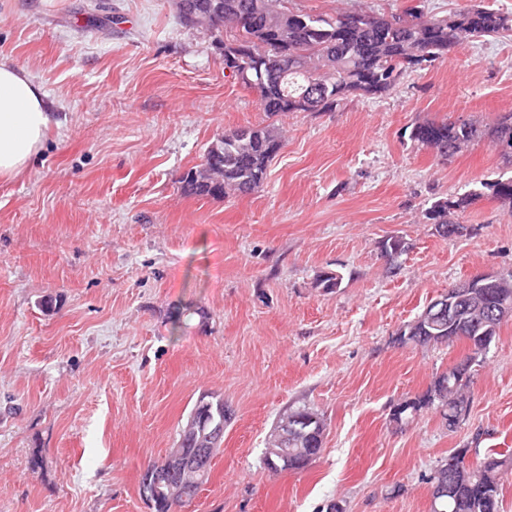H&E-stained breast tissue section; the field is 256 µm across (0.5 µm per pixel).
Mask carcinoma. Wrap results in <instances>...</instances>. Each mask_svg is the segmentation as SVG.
<instances>
[{"label":"carcinoma","instance_id":"obj_1","mask_svg":"<svg viewBox=\"0 0 512 512\" xmlns=\"http://www.w3.org/2000/svg\"><path fill=\"white\" fill-rule=\"evenodd\" d=\"M286 0H183L179 16L192 27L198 13L219 11L222 19L206 28L214 41L224 46V70L247 89L258 94L262 110L270 115L287 112H334L348 99H377L389 94L409 71L442 60L455 48L483 37L512 32V17L474 5L458 14L436 17L420 5L409 6L402 15H377L359 10L334 15L292 11ZM232 38H226L227 33ZM288 59V82L269 72L277 60ZM483 138L490 139L498 153L512 164V112H504L491 124L473 119L424 121L416 123L411 139L439 156L460 152ZM283 146L281 132L271 126L244 127L214 139L202 164L189 169L181 179L188 195L222 199L245 195L262 188L272 160ZM490 196L512 209V177L480 183L467 193L435 202L426 219L437 225L443 237L455 224L452 215L463 213ZM475 297L468 304L452 308L450 317L432 321L419 314L397 333L400 344L426 346L463 341L468 353L459 367L436 376L426 393L401 403L392 419L399 422L415 417L423 408L437 404L448 427H455L466 412L471 368L485 355L499 336L503 321L495 314L501 307L512 308V271L492 280L473 283ZM308 414L314 423L295 439L288 457L297 469L300 454L315 458L322 450L325 421L310 407L287 411L283 419ZM176 447L200 456L202 473L179 478L191 487L192 502L209 481L211 462L221 447L200 449L189 427L181 430ZM458 448L431 477L445 485L447 493L434 497L432 512H502L501 475L512 467V458L489 455L474 467L454 464L456 456L468 455Z\"/></svg>","mask_w":512,"mask_h":512}]
</instances>
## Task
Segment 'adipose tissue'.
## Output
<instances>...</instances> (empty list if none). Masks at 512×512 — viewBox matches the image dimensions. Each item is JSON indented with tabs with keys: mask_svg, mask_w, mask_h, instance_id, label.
I'll use <instances>...</instances> for the list:
<instances>
[{
	"mask_svg": "<svg viewBox=\"0 0 512 512\" xmlns=\"http://www.w3.org/2000/svg\"><path fill=\"white\" fill-rule=\"evenodd\" d=\"M54 121L43 86L24 66L0 59V182L29 167Z\"/></svg>",
	"mask_w": 512,
	"mask_h": 512,
	"instance_id": "adipose-tissue-1",
	"label": "adipose tissue"
}]
</instances>
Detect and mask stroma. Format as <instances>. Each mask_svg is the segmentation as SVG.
Listing matches in <instances>:
<instances>
[{"instance_id":"stroma-1","label":"stroma","mask_w":512,"mask_h":512,"mask_svg":"<svg viewBox=\"0 0 512 512\" xmlns=\"http://www.w3.org/2000/svg\"><path fill=\"white\" fill-rule=\"evenodd\" d=\"M0 58L29 69L59 120L0 183V512H150L140 475L204 393L231 418L186 512H432L429 478L455 449L512 456V320L457 427L433 406L391 418L467 351L402 345L400 329L450 285L512 270V211L497 201L459 214L452 238L424 217L512 167L486 140L442 161L410 138L424 120L512 111V33L465 43L382 98L276 116L174 0H0ZM266 125L284 146L262 189L183 194L211 141ZM392 237L405 250L389 258ZM326 273L339 288H317ZM303 405L326 421L321 453L271 472L268 435Z\"/></svg>"}]
</instances>
